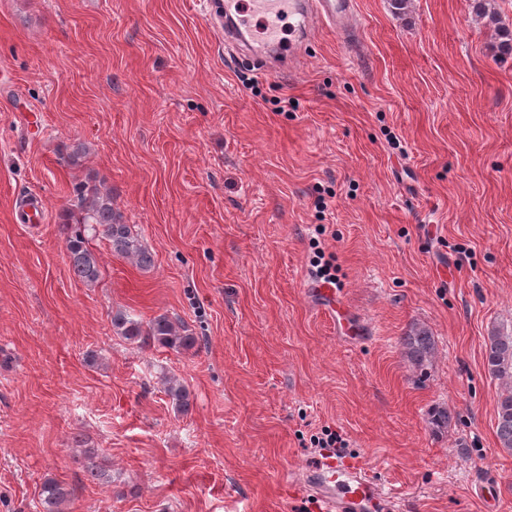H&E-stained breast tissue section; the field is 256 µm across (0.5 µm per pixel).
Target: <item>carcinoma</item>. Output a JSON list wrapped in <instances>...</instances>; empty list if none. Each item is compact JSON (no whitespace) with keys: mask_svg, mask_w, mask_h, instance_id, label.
<instances>
[{"mask_svg":"<svg viewBox=\"0 0 512 512\" xmlns=\"http://www.w3.org/2000/svg\"><path fill=\"white\" fill-rule=\"evenodd\" d=\"M63 234L67 256L74 275L88 286L97 284L102 276L99 257L91 246V238L102 236L113 255L130 259L143 269L153 265L152 253L142 244L122 215L112 208V191L79 183L74 198L64 210ZM115 333L141 346L158 345L175 352L198 347L199 337L176 317L160 314L147 322L118 311L112 315ZM405 354L411 364L424 369L435 355L436 343L431 333L416 326L402 339ZM486 366L491 376L502 381L497 405L496 436L500 447L512 451V333L494 332L485 342ZM166 395L176 411L186 415L192 407L191 392L174 378L166 379ZM72 494L62 482L46 479L40 486V512H64Z\"/></svg>","mask_w":512,"mask_h":512,"instance_id":"carcinoma-1","label":"carcinoma"}]
</instances>
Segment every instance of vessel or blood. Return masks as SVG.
Wrapping results in <instances>:
<instances>
[{"instance_id":"vessel-or-blood-1","label":"vessel or blood","mask_w":512,"mask_h":512,"mask_svg":"<svg viewBox=\"0 0 512 512\" xmlns=\"http://www.w3.org/2000/svg\"><path fill=\"white\" fill-rule=\"evenodd\" d=\"M212 15L224 20V43L245 42L251 19L260 16L263 27L258 43L272 44L280 39L282 15L294 18L300 38L310 37L325 26L346 36L354 28L353 0H252L248 11H241L237 0H213ZM304 481L322 502L324 512H363L382 500H392L371 476L351 461L327 457L318 467L306 470Z\"/></svg>"}]
</instances>
